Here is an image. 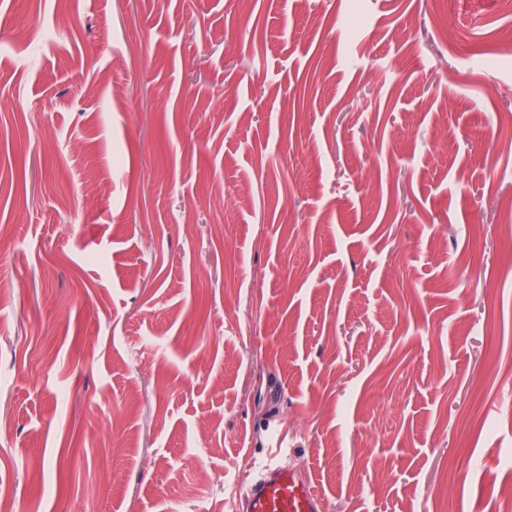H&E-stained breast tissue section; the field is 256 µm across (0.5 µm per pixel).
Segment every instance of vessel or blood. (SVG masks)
<instances>
[{"instance_id": "vessel-or-blood-1", "label": "vessel or blood", "mask_w": 512, "mask_h": 512, "mask_svg": "<svg viewBox=\"0 0 512 512\" xmlns=\"http://www.w3.org/2000/svg\"><path fill=\"white\" fill-rule=\"evenodd\" d=\"M274 456L246 486L244 512H324V500L294 469L280 463L285 443L275 440Z\"/></svg>"}]
</instances>
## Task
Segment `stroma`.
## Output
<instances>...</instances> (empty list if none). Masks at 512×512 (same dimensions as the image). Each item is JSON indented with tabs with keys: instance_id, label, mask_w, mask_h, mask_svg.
Instances as JSON below:
<instances>
[{
	"instance_id": "1",
	"label": "stroma",
	"mask_w": 512,
	"mask_h": 512,
	"mask_svg": "<svg viewBox=\"0 0 512 512\" xmlns=\"http://www.w3.org/2000/svg\"><path fill=\"white\" fill-rule=\"evenodd\" d=\"M511 31L512 0H0V499L242 512L277 433L325 512H497Z\"/></svg>"
}]
</instances>
